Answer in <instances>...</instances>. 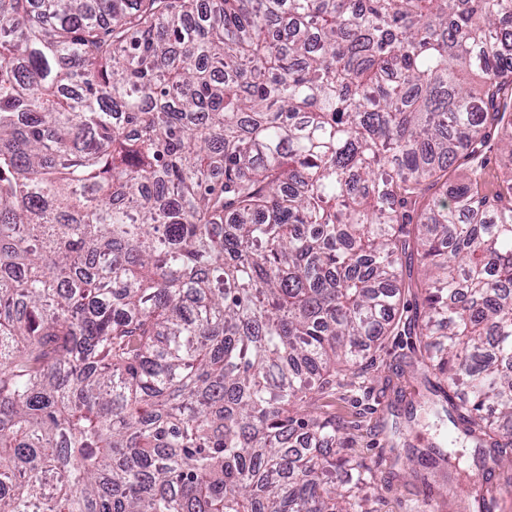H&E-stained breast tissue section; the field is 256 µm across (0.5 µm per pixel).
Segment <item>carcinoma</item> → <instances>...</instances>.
I'll list each match as a JSON object with an SVG mask.
<instances>
[{
	"mask_svg": "<svg viewBox=\"0 0 512 512\" xmlns=\"http://www.w3.org/2000/svg\"><path fill=\"white\" fill-rule=\"evenodd\" d=\"M414 255L511 488L512 0H0V512H373L300 405Z\"/></svg>",
	"mask_w": 512,
	"mask_h": 512,
	"instance_id": "obj_1",
	"label": "carcinoma"
}]
</instances>
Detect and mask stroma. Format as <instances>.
<instances>
[{
  "mask_svg": "<svg viewBox=\"0 0 512 512\" xmlns=\"http://www.w3.org/2000/svg\"><path fill=\"white\" fill-rule=\"evenodd\" d=\"M430 392L413 329L400 325L374 350L363 374L337 380L312 400L314 415L335 419L339 444L362 458L374 482V512H456L448 484L426 487L427 470L408 449L448 446V424L425 413Z\"/></svg>",
  "mask_w": 512,
  "mask_h": 512,
  "instance_id": "obj_1",
  "label": "stroma"
}]
</instances>
